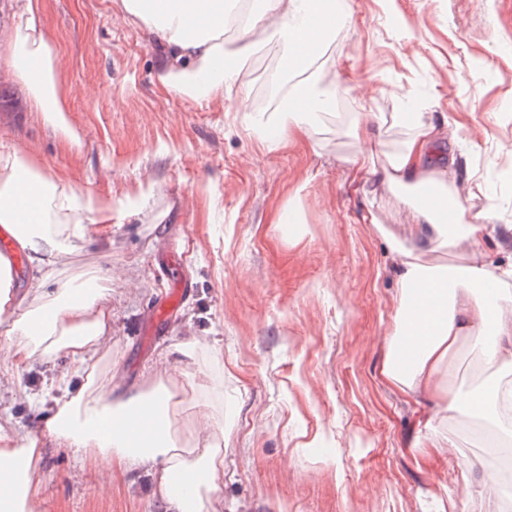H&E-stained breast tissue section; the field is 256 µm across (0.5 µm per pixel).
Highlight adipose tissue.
I'll return each instance as SVG.
<instances>
[{"label": "adipose tissue", "mask_w": 512, "mask_h": 512, "mask_svg": "<svg viewBox=\"0 0 512 512\" xmlns=\"http://www.w3.org/2000/svg\"><path fill=\"white\" fill-rule=\"evenodd\" d=\"M126 15L139 19L160 40L166 63L160 83L169 92L207 101L223 96L239 77L244 49L255 48L261 36L278 38L294 66L274 71L269 83L285 100L284 117L269 123L256 117L269 150H277L296 133L305 132V119L332 111L335 92L319 90L314 83L297 89L295 81L316 57L338 23L350 21L349 0H121ZM234 31L236 45L225 33ZM9 74L22 78L31 90L34 105L57 124H65L66 109L56 91L53 54L39 21L38 0H20L18 23L10 47ZM396 120L411 133L387 165L373 168L360 153L349 161L353 181L370 177L388 188L456 184L458 171L439 143L442 129L421 112H399ZM0 224L19 229V241L31 264L39 269L55 266L70 248L62 234L50 235L45 224L65 219L81 223L82 211L97 213L99 222L112 219L103 205L77 203L73 190L61 183H46L40 168L19 153H0ZM33 202V216L19 222L16 203L20 194ZM446 195L417 208L414 251L392 250L393 270L401 285L397 312L404 335L420 338L417 354L403 362L387 353L382 373L409 402L425 405L437 398L435 377L461 340L469 339L481 350L487 364L512 368V265L489 271L479 262L448 267H429L419 262L462 242L477 243L488 233L489 211L467 212L458 208L443 219ZM431 285L419 296L417 285ZM12 320V328L24 341L14 347L0 370L11 373L66 351L71 367L53 381L54 412L45 429L58 443L78 454H94L115 478L142 471L152 479V494L167 512H217L224 487V451L214 444V426L202 420L191 433L192 446L179 452L168 444L170 414L177 399L164 385L123 398H113L112 386L96 387V355L112 332V307L103 288H61L47 293L42 283L29 284L20 292L0 291V315ZM80 380L72 389V380ZM39 438L0 433V512H39ZM184 475L192 501L176 493L174 475Z\"/></svg>", "instance_id": "adipose-tissue-1"}]
</instances>
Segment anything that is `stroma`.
<instances>
[{
  "label": "stroma",
  "mask_w": 512,
  "mask_h": 512,
  "mask_svg": "<svg viewBox=\"0 0 512 512\" xmlns=\"http://www.w3.org/2000/svg\"><path fill=\"white\" fill-rule=\"evenodd\" d=\"M313 65L325 85L366 94L385 123L378 141L347 133L353 95L276 151L252 136L244 98L208 103L165 92L163 55L120 0H40V21L60 64L67 130L35 108L0 57V151H20L78 196L109 203L112 221L84 222L83 238L57 265L52 287L112 273V334L98 354L101 381L157 379L176 388V444L199 414L221 424L225 476L220 512H512V499L484 493L512 482L495 466L487 422L434 419L447 453L419 464L425 439L413 406L381 373L397 329L401 286L390 246L413 248L419 188L352 184L347 159L387 164L407 136L393 119L401 96L428 102L445 124L465 207L490 209L480 259L512 262V0H352ZM285 58L274 39L242 61L250 99L278 106L267 76ZM486 194L467 198V176ZM145 196L138 209L130 198ZM296 205L298 224L279 214ZM381 216L378 224L365 215ZM188 288L160 339L148 323L170 290L168 256ZM201 349L172 361L187 337ZM65 352L0 375V431L41 437L40 512H165L137 475L101 488L98 460L46 438L52 376ZM511 375L484 365L470 341L438 376L440 404Z\"/></svg>",
  "instance_id": "stroma-1"
}]
</instances>
